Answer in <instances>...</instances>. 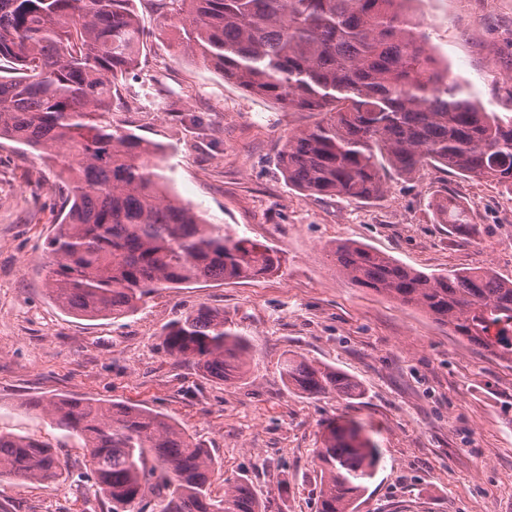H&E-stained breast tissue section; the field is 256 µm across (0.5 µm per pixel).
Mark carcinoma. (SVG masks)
Masks as SVG:
<instances>
[{"label":"carcinoma","mask_w":512,"mask_h":512,"mask_svg":"<svg viewBox=\"0 0 512 512\" xmlns=\"http://www.w3.org/2000/svg\"><path fill=\"white\" fill-rule=\"evenodd\" d=\"M136 0H0V139L59 161L70 190L47 241L44 287L80 317L134 313L158 288L267 275L272 248L208 223L171 197L160 147L110 115L121 79L139 63L148 33ZM181 51L199 56L243 91L290 112H320L288 135L277 164L309 196L370 202L385 175L425 164L486 178L512 191V117L487 112L440 66L411 0H181ZM440 224L469 234L466 207L446 195ZM354 284L417 309L486 355L512 363V281L476 267L432 274L345 240L330 250ZM167 353L211 381L235 384L251 365L248 337L224 313L200 307L162 329ZM306 395H361L359 383L300 355L281 366ZM33 407L78 440L112 512H265L246 479L214 487L216 461L174 420L133 404L62 396ZM359 429L326 424L315 458L317 512H356L366 474ZM67 461L50 444L0 430V482L58 481Z\"/></svg>","instance_id":"obj_1"}]
</instances>
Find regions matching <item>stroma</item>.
Wrapping results in <instances>:
<instances>
[{
  "mask_svg": "<svg viewBox=\"0 0 512 512\" xmlns=\"http://www.w3.org/2000/svg\"><path fill=\"white\" fill-rule=\"evenodd\" d=\"M151 36L123 81L114 123L160 146L172 194L212 224L275 249L278 269L236 282L160 288L133 314L88 320L44 287L46 242L60 211V170L0 141V429L57 447L64 480L0 484V512H109L82 450L29 399L91 397L162 413L217 462L216 488L248 478L266 512H316L315 450L328 422L355 425L379 462L358 512H512V364L484 355L423 312L338 273L336 242L365 243L421 271L492 268L512 279V194L496 182L426 166L387 172L371 204L288 187L276 157L316 112H291L179 52V0H137ZM434 55L487 111L512 116V0H413ZM450 194L474 225L463 237L433 219ZM251 339L246 377L206 380L168 355L161 329L199 307ZM352 377L354 399L289 390L290 353Z\"/></svg>",
  "mask_w": 512,
  "mask_h": 512,
  "instance_id": "1",
  "label": "stroma"
}]
</instances>
